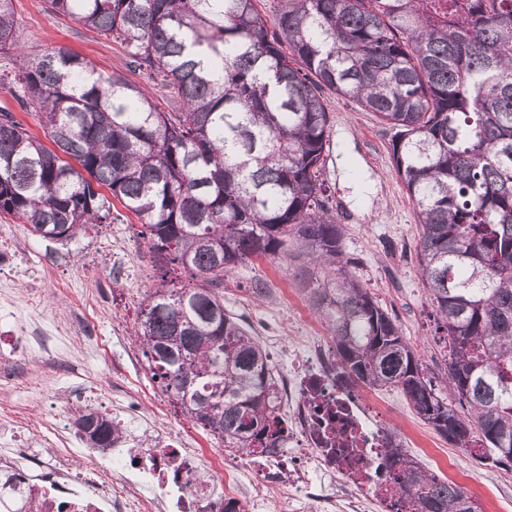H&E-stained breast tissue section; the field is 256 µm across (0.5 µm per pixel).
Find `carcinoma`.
I'll list each match as a JSON object with an SVG mask.
<instances>
[{
	"mask_svg": "<svg viewBox=\"0 0 512 512\" xmlns=\"http://www.w3.org/2000/svg\"><path fill=\"white\" fill-rule=\"evenodd\" d=\"M48 12L119 42L180 108L160 110L63 46L20 57L0 82L54 148L0 109V213L64 242L112 223L106 188L143 221L160 267L192 278L145 295L137 335L187 417L248 454L280 447L267 353L219 288L251 257L293 253L341 383L398 388L440 435L512 467V0H280L272 27L258 0H48ZM10 50L13 0H0V52ZM328 90L394 130L448 396L348 269L322 179ZM82 420L92 448L120 435L92 408L76 410ZM389 442L399 498L415 512H469L462 487Z\"/></svg>",
	"mask_w": 512,
	"mask_h": 512,
	"instance_id": "obj_1",
	"label": "carcinoma"
}]
</instances>
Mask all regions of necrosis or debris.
Listing matches in <instances>:
<instances>
[{
    "mask_svg": "<svg viewBox=\"0 0 512 512\" xmlns=\"http://www.w3.org/2000/svg\"><path fill=\"white\" fill-rule=\"evenodd\" d=\"M268 343L282 365V447L243 456L227 445L211 459L193 436L125 426L80 469L76 437L33 422L26 409L4 408L0 512H409L386 466L390 404L337 382L334 340L318 327Z\"/></svg>",
    "mask_w": 512,
    "mask_h": 512,
    "instance_id": "obj_1",
    "label": "necrosis or debris"
}]
</instances>
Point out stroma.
Listing matches in <instances>:
<instances>
[{"label":"stroma","mask_w":512,"mask_h":512,"mask_svg":"<svg viewBox=\"0 0 512 512\" xmlns=\"http://www.w3.org/2000/svg\"><path fill=\"white\" fill-rule=\"evenodd\" d=\"M46 0H15L17 40L29 55L65 46L86 57L98 73H120L144 88L165 112L178 105L141 72L131 70L124 48L114 40L69 18H55ZM332 134L324 177L330 203L345 228L344 247L350 267L374 300L395 317L407 342L422 361L425 374L440 382L443 344L435 334V318L416 274L418 227L415 207L399 180L391 159L392 130L355 101L326 92ZM113 221L96 227L88 236L67 242L28 235L22 221L0 216V225L13 223L15 240L8 260L0 262V303L25 308L29 277L41 274L39 311L61 322L67 338L66 357H33L14 361L11 373L19 385L0 389V406L28 407L34 420L49 419L72 427L70 407L79 405L85 384H93L98 399L93 407L111 414L115 401L158 395L156 429L176 434L189 430L205 450L221 447L222 440L186 418L173 399L153 380L148 361L134 342L142 299L158 282V268L141 220L120 202L112 204ZM299 261L286 257H258L238 264L224 278V307L241 316L252 336L265 335L290 313L291 306H306L298 289ZM270 288V300L257 302L254 281ZM74 381L69 393L59 391L58 380ZM393 408L397 429L418 428L437 439L451 461L466 475L462 483L482 512H512V497L491 503L482 486L497 480L512 486V470L475 460L462 447L438 438L435 429L408 405L394 388L383 390Z\"/></svg>","instance_id":"35a3bbf8"}]
</instances>
